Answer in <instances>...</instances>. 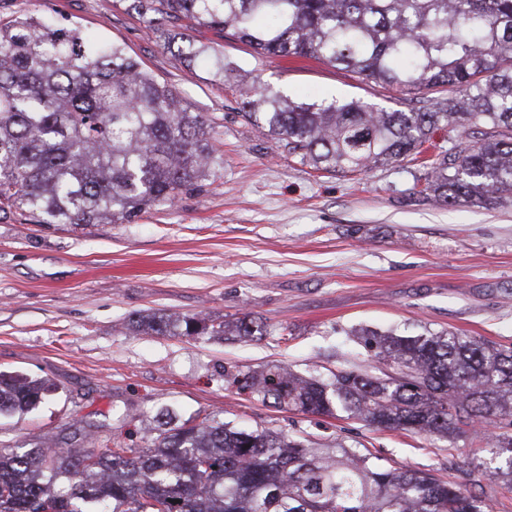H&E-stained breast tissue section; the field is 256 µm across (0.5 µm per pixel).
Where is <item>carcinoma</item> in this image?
Segmentation results:
<instances>
[{
  "mask_svg": "<svg viewBox=\"0 0 512 512\" xmlns=\"http://www.w3.org/2000/svg\"><path fill=\"white\" fill-rule=\"evenodd\" d=\"M148 23L179 29L175 55L205 60L224 83L239 67L188 32L228 35L256 53L309 58L402 92L448 93L408 111L360 100L295 102L269 85L241 93L242 116L303 164L355 173L419 159L425 190L448 206L512 197V0H132ZM484 138L469 139L474 127ZM448 131L446 144L433 139ZM217 163L214 127L117 44H90L72 23L0 21V212L35 224H131L196 188ZM155 336H252L266 326L145 311ZM372 364L328 378L285 366L228 373L264 402L368 426L478 439L489 475L512 485V347L452 331L364 330ZM52 392L0 372V416ZM129 448L101 452L0 441V512H484L459 485L398 468L366 448H315L281 432L234 429L211 414L166 411Z\"/></svg>",
  "mask_w": 512,
  "mask_h": 512,
  "instance_id": "cac0c4a2",
  "label": "carcinoma"
}]
</instances>
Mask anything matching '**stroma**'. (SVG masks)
I'll return each instance as SVG.
<instances>
[{
	"mask_svg": "<svg viewBox=\"0 0 512 512\" xmlns=\"http://www.w3.org/2000/svg\"><path fill=\"white\" fill-rule=\"evenodd\" d=\"M69 20L116 43L214 121L221 158L201 187L131 224L83 229L0 213V371L49 380L31 413L0 418L26 448L71 421L110 423L138 447L164 408L224 418L330 448L370 449L397 466L462 483L485 512H512V485L489 476L477 445L288 411L229 387V372L285 365L305 375L365 368L355 331L453 330L512 346V200L445 206L422 194L426 166L403 161L340 175L278 148L240 113L238 89L188 66L125 0H0L18 14ZM245 84L294 100L360 99L387 109L404 93L313 59L262 57L207 29ZM216 320L249 315L263 336H141L146 309Z\"/></svg>",
	"mask_w": 512,
	"mask_h": 512,
	"instance_id": "obj_1",
	"label": "stroma"
}]
</instances>
